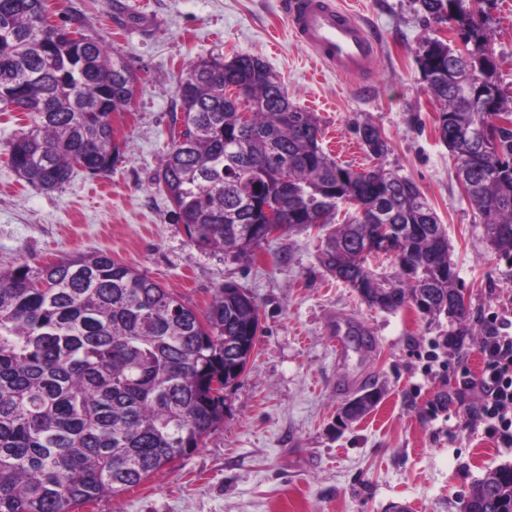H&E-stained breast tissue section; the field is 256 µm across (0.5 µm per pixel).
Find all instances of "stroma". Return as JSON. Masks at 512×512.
<instances>
[{"mask_svg":"<svg viewBox=\"0 0 512 512\" xmlns=\"http://www.w3.org/2000/svg\"><path fill=\"white\" fill-rule=\"evenodd\" d=\"M377 36L365 77L325 69L293 36L281 0H48L52 23L78 18L84 34L119 51L137 77L131 111L114 115L120 157L105 177L78 172L46 192L8 160L23 113L0 112V267L41 266L103 251L158 281L197 313L232 281L256 299L263 327L246 372L224 391V419L191 455L139 485L77 512H464L487 470L512 465L479 419V340L490 312L512 313V265L500 260L454 174L435 129L416 50L434 35L415 0H337ZM498 77L512 87V0L492 11ZM259 57L289 100L315 113L320 143L338 162L373 166L354 133L369 121L390 151L386 169L411 179L448 235L469 303L470 335L458 324L405 308L367 307L319 263L321 234L268 239L253 256L203 252L174 223L152 180L169 138L179 75L208 54ZM448 340L439 363L424 355ZM382 397L362 419L338 417L358 391ZM447 416L433 417L437 402Z\"/></svg>","mask_w":512,"mask_h":512,"instance_id":"35a3bbf8","label":"stroma"}]
</instances>
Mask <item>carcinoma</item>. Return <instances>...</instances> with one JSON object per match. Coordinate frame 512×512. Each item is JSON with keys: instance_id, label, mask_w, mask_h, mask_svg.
<instances>
[{"instance_id": "1", "label": "carcinoma", "mask_w": 512, "mask_h": 512, "mask_svg": "<svg viewBox=\"0 0 512 512\" xmlns=\"http://www.w3.org/2000/svg\"><path fill=\"white\" fill-rule=\"evenodd\" d=\"M47 0H0V109L24 112L28 129L9 161L45 191L79 167L105 176L120 154L112 115L135 93L116 87L133 74L124 57L76 28L50 23ZM428 24L463 38L426 37L416 62L440 103L435 129L456 159V179L498 257L512 262V92L497 80L491 42L494 0H415ZM78 37H72V34ZM244 90V104L225 94ZM170 143L155 184L190 244L250 257L266 209L280 232L328 229L319 261L371 308L445 315L467 336L469 312L448 240L415 183L382 165L356 172L319 144L314 113L253 55L189 63L176 89ZM248 118L241 122L240 111ZM492 129L480 149L471 138ZM367 154L389 152L381 129L355 128ZM349 209L343 224L339 209ZM390 225L395 252L387 287L364 255ZM260 335L255 298L233 283L215 289L200 316L171 291L106 253L43 266L0 269V512H75L136 486L190 455L224 419V388L244 374ZM356 420L379 402L360 394ZM466 512H512V466L488 471Z\"/></svg>"}]
</instances>
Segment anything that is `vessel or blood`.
<instances>
[{
  "label": "vessel or blood",
  "mask_w": 512,
  "mask_h": 512,
  "mask_svg": "<svg viewBox=\"0 0 512 512\" xmlns=\"http://www.w3.org/2000/svg\"><path fill=\"white\" fill-rule=\"evenodd\" d=\"M294 37L340 76L366 74L375 53L372 31L332 0H284Z\"/></svg>",
  "instance_id": "vessel-or-blood-1"
}]
</instances>
